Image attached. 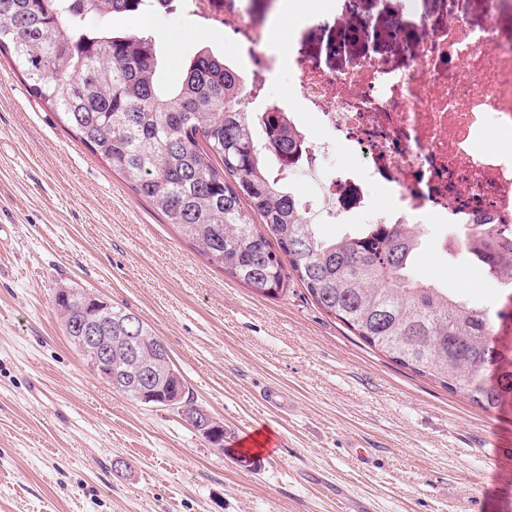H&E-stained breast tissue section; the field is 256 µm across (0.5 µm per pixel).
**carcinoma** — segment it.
Instances as JSON below:
<instances>
[{
	"mask_svg": "<svg viewBox=\"0 0 512 512\" xmlns=\"http://www.w3.org/2000/svg\"><path fill=\"white\" fill-rule=\"evenodd\" d=\"M148 6V0H0V53L10 54L33 93L83 144L225 274L274 296L288 288V265L324 311L392 361L438 379L485 411L512 399V349L496 340L512 318L508 303L492 318L449 288L413 280L409 268L420 244L411 224H369L358 234L322 238L285 179L268 168L273 157L286 170L304 150L284 113L260 115V143L243 76L224 56L202 47L182 78L167 84L155 42L106 24L113 14ZM473 242L484 250L490 277L512 269V228L485 224L461 234L465 252ZM54 303L68 312L61 319L67 336L95 312L82 288L57 289ZM128 315L134 322L112 328V335L139 337L138 354L129 358L114 342L112 361L133 376L157 362L163 340L139 315L112 304V319ZM162 390L182 393L187 412L199 409L184 376L170 377Z\"/></svg>",
	"mask_w": 512,
	"mask_h": 512,
	"instance_id": "cac0c4a2",
	"label": "carcinoma"
}]
</instances>
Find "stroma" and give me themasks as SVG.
I'll use <instances>...</instances> for the list:
<instances>
[{"instance_id":"stroma-1","label":"stroma","mask_w":512,"mask_h":512,"mask_svg":"<svg viewBox=\"0 0 512 512\" xmlns=\"http://www.w3.org/2000/svg\"><path fill=\"white\" fill-rule=\"evenodd\" d=\"M177 80L199 48L233 51L223 25L120 14ZM252 103L283 102L281 71ZM429 225L411 276L488 311L502 290ZM104 295L167 344L198 404L223 423L217 451L170 409L90 373L53 305L58 285ZM283 395L268 410L264 389ZM275 448L256 452L257 431ZM371 449L361 463L353 445ZM247 456L240 466L238 456ZM512 512V400L486 412L393 362L326 313L298 278L275 297L224 275L36 98L0 54V512Z\"/></svg>"}]
</instances>
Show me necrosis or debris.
<instances>
[{
	"mask_svg": "<svg viewBox=\"0 0 512 512\" xmlns=\"http://www.w3.org/2000/svg\"><path fill=\"white\" fill-rule=\"evenodd\" d=\"M282 0H188L195 16L223 22L247 52L248 97H258L282 57L309 109L334 139L361 156L354 172L336 167L328 146L294 125L305 152L293 167L323 224L337 211L367 224H444L449 241L477 219L512 225V0H486L481 20L449 14L418 33L373 24L365 0L306 25L300 38L272 46ZM494 114L499 138L485 141ZM393 188L378 211L369 186Z\"/></svg>",
	"mask_w": 512,
	"mask_h": 512,
	"instance_id": "necrosis-or-debris-1",
	"label": "necrosis or debris"
}]
</instances>
